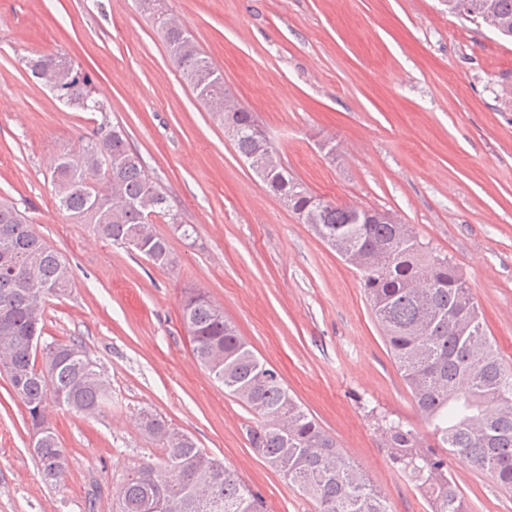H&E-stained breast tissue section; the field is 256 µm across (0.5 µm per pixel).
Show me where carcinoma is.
Returning <instances> with one entry per match:
<instances>
[{
  "label": "carcinoma",
  "mask_w": 512,
  "mask_h": 512,
  "mask_svg": "<svg viewBox=\"0 0 512 512\" xmlns=\"http://www.w3.org/2000/svg\"><path fill=\"white\" fill-rule=\"evenodd\" d=\"M164 38L169 57L183 81L224 125L238 154L249 162L268 157L261 182L276 196L286 195L303 223L343 256L359 255L360 283L385 333L386 345L427 422L422 434L383 416L378 420L383 448L392 465L414 482L427 512H472L454 479L449 461L466 457L512 491V371L487 336L480 312L463 276L446 255L418 237L402 234L378 210L325 201L290 173L268 141L255 137L254 113L235 102L224 77L198 48L188 31L167 23L158 0H138ZM448 12L478 24L484 7L503 21L498 35L512 38V0H445ZM31 77L49 87L75 111L104 112L91 75L46 52L26 61ZM234 111H224V102ZM102 183L96 196L87 179ZM59 209L80 224H92L98 236L137 252L153 265L175 264L167 240L154 231L155 219L175 226L185 239L195 226L184 224L167 193L148 174L146 164L124 130L101 122L75 151L60 154L51 172ZM69 266L27 224L12 204L0 202V371L7 374L31 430L41 431L32 445L43 479L61 482L65 457L48 419L51 406L83 417L103 415L111 387L82 341L30 347L43 331L46 302L65 295ZM428 283V296L412 285ZM183 322L193 355L224 390L259 418L247 429L259 455L313 499L318 512H390L386 496L339 451L336 441L307 414L278 371L262 362L238 336L224 311L201 292L189 293ZM145 436L164 450L161 461L128 468L116 491L115 512H265L261 496L224 462L197 447L187 433L150 407L139 412Z\"/></svg>",
  "instance_id": "1"
}]
</instances>
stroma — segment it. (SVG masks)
<instances>
[{"label": "stroma", "instance_id": "1", "mask_svg": "<svg viewBox=\"0 0 512 512\" xmlns=\"http://www.w3.org/2000/svg\"><path fill=\"white\" fill-rule=\"evenodd\" d=\"M255 112L313 194L388 210L448 255L512 368V41L443 0H166ZM64 51L89 72L107 113L77 112L33 82L26 56ZM123 128L194 238L156 222L176 260L159 268L102 241L59 209L57 155L102 121ZM0 198L69 263L67 295L46 304L45 341L81 339L105 371L112 408L52 410L62 484L45 483L23 406L0 375V512H112L126 468L163 456L141 407L236 471L266 512L317 504L250 446L251 411L194 358L182 319L200 290L369 475L392 512L424 497L381 446L375 412L418 431L417 413L358 273L269 193L181 79L133 0H0ZM473 512H512V492L454 458Z\"/></svg>", "mask_w": 512, "mask_h": 512}]
</instances>
